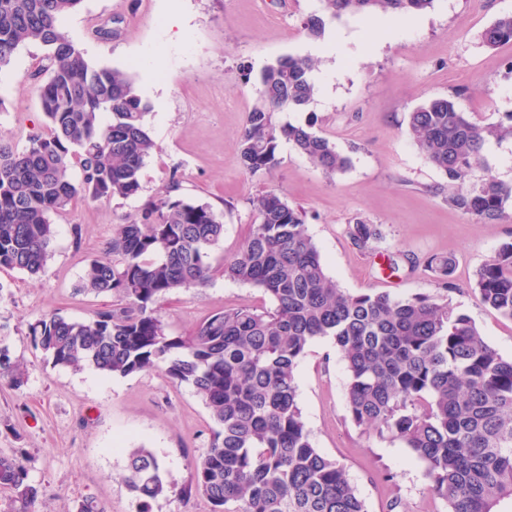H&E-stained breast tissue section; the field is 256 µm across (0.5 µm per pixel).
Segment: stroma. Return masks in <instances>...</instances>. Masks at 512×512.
Listing matches in <instances>:
<instances>
[{
  "instance_id": "35a3bbf8",
  "label": "stroma",
  "mask_w": 512,
  "mask_h": 512,
  "mask_svg": "<svg viewBox=\"0 0 512 512\" xmlns=\"http://www.w3.org/2000/svg\"><path fill=\"white\" fill-rule=\"evenodd\" d=\"M319 8V0H183L182 40L165 27L163 0H83L66 17V34L95 66L128 70L140 86L144 60L152 58L147 127L159 150L143 168L136 195L79 199L53 216L55 248L44 272L0 269V341L27 372L21 389L0 385V453L29 450L41 512H77L88 497L108 512H139L126 482L130 449L148 448L180 484L209 444L212 422L192 386L157 373L121 378L60 368L29 336L41 314L85 319L105 304V297L79 293L85 266L105 258L114 225L134 218L172 186L179 197L223 213L224 237L212 252L213 266L240 250L256 219L251 199L273 190L305 210L307 231L340 288L399 298L425 294L449 303L504 358H512V321L481 305L473 292L476 270L512 239V223L476 221L451 207L447 177L421 157L406 133L408 113L432 98H452L482 124L512 115V44L488 50L478 40L494 19L512 13V0H484L478 10L471 0H435L416 15L414 27L392 40L386 28L399 25L400 17L342 16L322 39H345L356 58L343 64L316 53L318 40L304 29ZM109 19L118 34L100 40L95 30ZM44 55L42 46L25 45L4 70L2 142L21 147L46 130L31 89ZM310 55L318 60L316 94L302 110L279 118L312 126L350 157V167L325 174L283 142L270 170L245 172L240 132L259 96L263 70L285 56ZM484 155L470 182L491 175L512 184V139L491 142ZM360 220L380 232L365 249L348 234ZM433 256L454 259L453 289H444L428 270ZM270 305L260 290L218 273L206 287L171 295L162 313L182 333L216 311ZM296 376L315 446L344 464L367 512H445L427 490L423 464L408 449L361 433L349 419L347 374L330 339L311 344Z\"/></svg>"
}]
</instances>
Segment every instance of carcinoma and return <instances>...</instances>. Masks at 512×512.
<instances>
[{
  "label": "carcinoma",
  "mask_w": 512,
  "mask_h": 512,
  "mask_svg": "<svg viewBox=\"0 0 512 512\" xmlns=\"http://www.w3.org/2000/svg\"><path fill=\"white\" fill-rule=\"evenodd\" d=\"M304 21L314 39L349 14L403 15L434 0H320ZM82 0H0V69L29 43L46 49L36 86L48 133L18 148L0 142V267L41 272L53 252L51 216L78 198H128L157 151L146 116L150 106L135 80L119 68L95 67L62 30ZM482 45L512 43V14L496 18ZM309 57L282 58L260 78V96L241 132L240 165L270 169L286 140L327 174L345 171L349 157L311 126L282 123L277 114L301 110L316 85ZM419 154L448 185L484 164L492 140L512 138V121L480 124L451 98H434L407 116ZM81 177L71 178L72 167ZM448 204L484 222L512 219V184L486 178ZM257 219L224 276L269 296L273 305L215 312L188 333L171 331L161 302L181 288L212 279L213 248L224 238L223 216L211 205L165 193L107 245L112 260L90 261L80 291L110 295L112 304L87 319L42 315L30 325L34 347L56 366H91L107 376L156 372L192 386L215 425L194 459L180 493L202 497L211 512H367L346 468L313 443L298 401L296 369L309 345L329 337L348 373L346 407L365 434L388 436L425 464L428 492L446 512H498L512 501V358L505 359L471 318L419 294H350L338 287L308 234L305 213L270 190L252 200ZM353 243L376 240L375 225L349 228ZM455 262L432 256L427 267L452 287ZM474 293L512 321V241L476 271ZM0 381L20 389L21 364L0 344ZM23 448L0 455V490L8 512H35L38 490ZM128 487L141 512L175 489L158 458L133 448Z\"/></svg>",
  "instance_id": "obj_1"
}]
</instances>
